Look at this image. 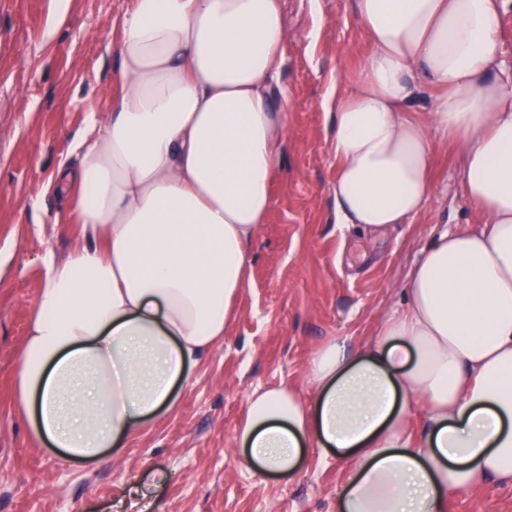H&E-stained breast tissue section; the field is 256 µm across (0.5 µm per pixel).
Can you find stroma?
<instances>
[{
	"label": "stroma",
	"instance_id": "1",
	"mask_svg": "<svg viewBox=\"0 0 512 512\" xmlns=\"http://www.w3.org/2000/svg\"><path fill=\"white\" fill-rule=\"evenodd\" d=\"M53 4L0 0V512H336L345 463L308 448L301 470L282 480L259 476L237 448L247 395L280 385L311 394L307 367L318 347L334 336L371 339L399 307L431 233L480 223L452 152L437 150L436 190L413 223L382 235L336 224L322 97L334 81L350 88L370 46L353 0H283L285 161L237 318L223 346L177 385L174 410L142 424L121 459L67 461L31 435L13 378L42 259L78 241L73 197L51 182L60 165L76 166L75 141L112 94L117 19L129 0H69L58 27ZM444 512H512V486L449 497Z\"/></svg>",
	"mask_w": 512,
	"mask_h": 512
}]
</instances>
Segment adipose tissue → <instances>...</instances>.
Segmentation results:
<instances>
[{
    "label": "adipose tissue",
    "mask_w": 512,
    "mask_h": 512,
    "mask_svg": "<svg viewBox=\"0 0 512 512\" xmlns=\"http://www.w3.org/2000/svg\"><path fill=\"white\" fill-rule=\"evenodd\" d=\"M506 2L355 0L371 51L350 93L325 94L337 223L372 234L412 223L441 146L455 150L481 222L434 231L401 308L357 352L343 336L323 343L312 396L285 385L248 395L236 439L249 461L285 479L320 445L352 470L339 512H442L449 496L512 486ZM121 27L118 90L88 118L78 166L55 176L79 189L78 243L45 256L15 376L34 438L83 463L121 458L223 345L275 206L290 103L282 0H132Z\"/></svg>",
    "instance_id": "adipose-tissue-1"
}]
</instances>
